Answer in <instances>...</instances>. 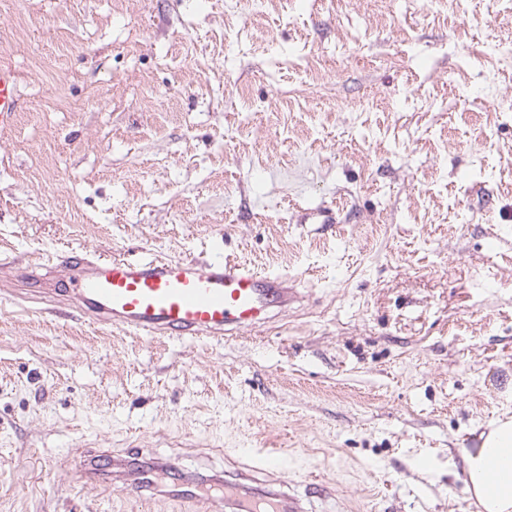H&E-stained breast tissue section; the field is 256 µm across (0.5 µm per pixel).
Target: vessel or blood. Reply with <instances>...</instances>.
<instances>
[{
  "instance_id": "1",
  "label": "vessel or blood",
  "mask_w": 512,
  "mask_h": 512,
  "mask_svg": "<svg viewBox=\"0 0 512 512\" xmlns=\"http://www.w3.org/2000/svg\"><path fill=\"white\" fill-rule=\"evenodd\" d=\"M21 107L13 69L0 66V127L8 125ZM43 269L64 283L58 296L66 298L84 317L99 325H118L142 336L224 339L245 329L265 326L299 301L297 289L284 275H268L225 258L194 259L101 258L83 249L53 256ZM171 462H152L150 469L129 470L126 460L99 451L90 463L78 466L89 484L112 475L142 495L158 494L191 504L196 512H309L305 500L288 490L284 481L258 480L259 472L284 467V451L259 453L230 480L211 479L217 494L201 496L179 487H159L156 473Z\"/></svg>"
}]
</instances>
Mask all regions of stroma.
Wrapping results in <instances>:
<instances>
[{
  "mask_svg": "<svg viewBox=\"0 0 512 512\" xmlns=\"http://www.w3.org/2000/svg\"><path fill=\"white\" fill-rule=\"evenodd\" d=\"M512 0H0V512H159L285 451L331 512H463L512 415ZM231 258L302 300L221 341L91 324L22 267ZM17 77L10 67L0 66V128L8 125L21 107Z\"/></svg>",
  "mask_w": 512,
  "mask_h": 512,
  "instance_id": "35a3bbf8",
  "label": "stroma"
}]
</instances>
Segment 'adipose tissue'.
Here are the masks:
<instances>
[{
    "mask_svg": "<svg viewBox=\"0 0 512 512\" xmlns=\"http://www.w3.org/2000/svg\"><path fill=\"white\" fill-rule=\"evenodd\" d=\"M464 490L481 512H512V417L491 422L474 448L460 451Z\"/></svg>",
    "mask_w": 512,
    "mask_h": 512,
    "instance_id": "1",
    "label": "adipose tissue"
}]
</instances>
